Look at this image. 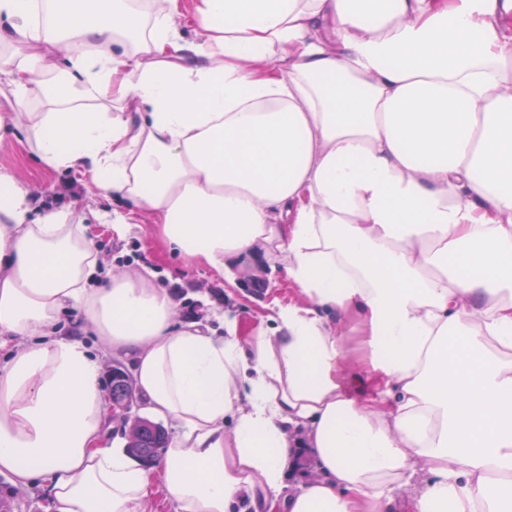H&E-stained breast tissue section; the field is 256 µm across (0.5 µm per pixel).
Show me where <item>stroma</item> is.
I'll list each match as a JSON object with an SVG mask.
<instances>
[{"instance_id":"1","label":"stroma","mask_w":512,"mask_h":512,"mask_svg":"<svg viewBox=\"0 0 512 512\" xmlns=\"http://www.w3.org/2000/svg\"><path fill=\"white\" fill-rule=\"evenodd\" d=\"M0 168L16 174L31 189L38 206L68 208L85 216L89 236L104 267L112 271L149 267L157 287L167 289L178 305L181 322L201 320L219 326L221 318L237 320L247 331L267 330L275 310L302 296L283 267H264L269 286L255 296L192 261L170 255L151 224H141L125 239L112 235L109 225L93 217L95 211L111 207L105 198L73 174L42 167L28 150L23 138L13 133L0 136Z\"/></svg>"}]
</instances>
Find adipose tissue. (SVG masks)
I'll use <instances>...</instances> for the list:
<instances>
[{"mask_svg": "<svg viewBox=\"0 0 512 512\" xmlns=\"http://www.w3.org/2000/svg\"><path fill=\"white\" fill-rule=\"evenodd\" d=\"M96 2L41 25L0 0V125L116 200L117 237L147 216L217 275L284 264L306 303L249 339L178 323L0 170V473L47 512H141L156 471L176 512H512V0H194L191 40L177 0ZM113 358L179 429L157 468L112 445ZM292 427L319 475L284 497ZM62 332L63 336H78L79 339L85 342L91 351H95L98 346L96 336H91L84 332L82 328V319L76 310H68L61 315Z\"/></svg>", "mask_w": 512, "mask_h": 512, "instance_id": "obj_1", "label": "adipose tissue"}]
</instances>
